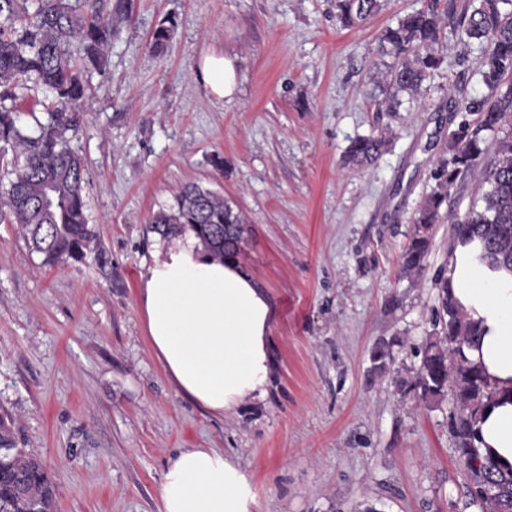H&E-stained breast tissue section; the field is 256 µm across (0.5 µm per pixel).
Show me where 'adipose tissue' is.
<instances>
[{
  "mask_svg": "<svg viewBox=\"0 0 512 512\" xmlns=\"http://www.w3.org/2000/svg\"><path fill=\"white\" fill-rule=\"evenodd\" d=\"M198 72L218 101L233 100L239 75L231 58L203 55ZM479 244L455 247L448 282L478 336L468 361L486 375L494 397L476 423V444L512 467V273L476 259ZM152 351L178 395L223 417L263 401L272 375L275 312L239 262L215 259L196 238L171 236L145 265L138 295ZM160 512H252L247 479L217 448H187L171 461L159 488Z\"/></svg>",
  "mask_w": 512,
  "mask_h": 512,
  "instance_id": "ef3b65f1",
  "label": "adipose tissue"
}]
</instances>
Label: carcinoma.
Instances as JSON below:
<instances>
[{
  "label": "carcinoma",
  "mask_w": 512,
  "mask_h": 512,
  "mask_svg": "<svg viewBox=\"0 0 512 512\" xmlns=\"http://www.w3.org/2000/svg\"><path fill=\"white\" fill-rule=\"evenodd\" d=\"M380 8V0H336V18L351 28ZM0 17V159L10 158L11 165L0 221L18 225L44 264L82 262L92 251L95 234L83 195L85 162L70 146L67 133L80 125L90 90L84 72L103 62L101 48L111 42L114 31L112 14L103 13L98 0H0ZM440 18V0H426L383 31L382 50L400 59L387 75L394 89L389 102L397 103L401 92L418 91L441 66L433 50L442 34ZM459 27L462 48L473 41L483 45L481 76L490 94L457 107L464 117L451 134L448 155L437 161L435 185L417 210L403 254L402 271L409 276L424 269L433 227L443 218L451 190L475 170L487 185L484 208L462 218L448 217L452 241L479 242L478 260L493 270L512 272V82H506L512 74V0H469ZM174 28L172 23L156 29L152 49L163 51ZM75 40L83 46L80 58L69 54ZM29 83L50 96L47 120L34 115L31 126L21 121L15 107L16 90ZM489 134L494 157L486 164ZM385 144L381 135L359 137L349 147L348 160L371 163ZM153 229L165 237L191 232L220 259L241 255L246 231L242 216L223 197L197 185L185 188L176 208L157 213ZM436 284L446 319L439 335L424 347L413 387L425 401L452 395L449 426L468 473L470 495L486 512H512V471L500 468L475 445L477 416L493 397L484 375L465 356L464 347L477 335V326L454 303L444 274ZM0 448L10 449L0 457V512H53L50 477L36 458L16 447L10 424L1 417Z\"/></svg>",
  "instance_id": "carcinoma-1"
}]
</instances>
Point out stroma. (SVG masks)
I'll list each match as a JSON object with an SVG mask.
<instances>
[{
  "instance_id": "35a3bbf8",
  "label": "stroma",
  "mask_w": 512,
  "mask_h": 512,
  "mask_svg": "<svg viewBox=\"0 0 512 512\" xmlns=\"http://www.w3.org/2000/svg\"><path fill=\"white\" fill-rule=\"evenodd\" d=\"M442 2L453 8L435 47L444 63L389 112L397 61L379 38L424 0H381L352 29L336 0H124L69 135L97 252L48 267L0 222V417L42 460L56 512H160L162 475L184 448L239 462L253 512H482L448 427L451 398L413 388L452 252L447 223L421 275L402 272L452 110L488 93L480 45L455 33L467 0ZM212 51L235 62L232 101L198 75ZM381 132L376 163L346 164L353 139ZM190 184L243 217L241 262L276 314L269 395L224 418L177 395L138 307L159 238L151 219ZM382 343L392 360L378 369Z\"/></svg>"
}]
</instances>
